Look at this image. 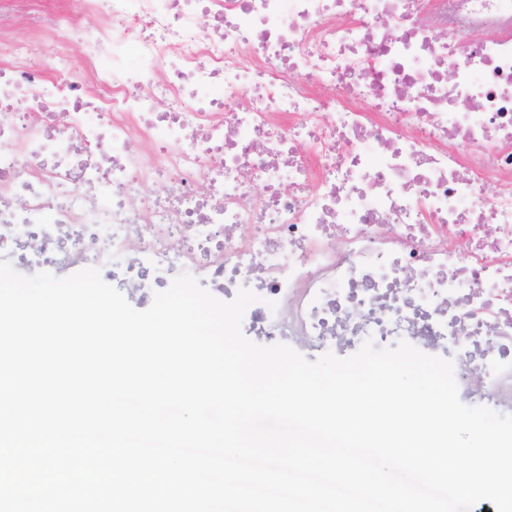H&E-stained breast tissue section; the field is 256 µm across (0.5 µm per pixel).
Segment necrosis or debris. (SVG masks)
Here are the masks:
<instances>
[{
	"instance_id": "necrosis-or-debris-1",
	"label": "necrosis or debris",
	"mask_w": 512,
	"mask_h": 512,
	"mask_svg": "<svg viewBox=\"0 0 512 512\" xmlns=\"http://www.w3.org/2000/svg\"><path fill=\"white\" fill-rule=\"evenodd\" d=\"M17 2L0 260L246 288V334L441 349L512 414V0Z\"/></svg>"
}]
</instances>
